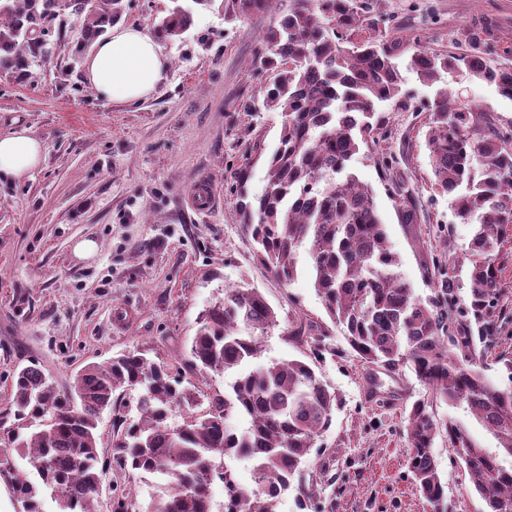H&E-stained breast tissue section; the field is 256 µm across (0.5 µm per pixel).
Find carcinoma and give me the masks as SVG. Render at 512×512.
Returning <instances> with one entry per match:
<instances>
[{
    "instance_id": "carcinoma-1",
    "label": "carcinoma",
    "mask_w": 512,
    "mask_h": 512,
    "mask_svg": "<svg viewBox=\"0 0 512 512\" xmlns=\"http://www.w3.org/2000/svg\"><path fill=\"white\" fill-rule=\"evenodd\" d=\"M276 0H225L231 23L271 12ZM125 0H0V73L18 81L50 53L51 37L64 17L79 21L80 53L119 21ZM193 25V10L180 4L154 23L155 36L175 42ZM359 46L346 44L360 31ZM465 48L448 54L416 49L407 68L427 83L463 71L494 84L512 98V68L497 65L483 32L465 33ZM400 43L379 30V19L358 0H294L275 18L257 51L271 73L262 108L284 121L279 143L266 159L264 189L250 194L248 175L233 173L236 213L257 259L281 283L296 274L305 246L312 258L315 288L327 315L342 330L351 352L388 370L409 367L425 388L407 416L406 467L429 512H448L444 484L432 448L448 434L451 461L465 467L487 512H512V385L485 374V350L470 333L471 314L499 300L495 259L502 229L512 224V130L479 125L477 109L461 106L444 90L431 108L427 145L436 189L455 194L463 224L474 225L466 251L468 304L457 305L458 283L437 266L439 283L423 300L397 272L372 189L348 171L362 137L373 127L376 106L398 103L404 78ZM404 204L403 219L419 223L412 192L393 183ZM279 325L263 293L248 285L224 289V299L199 315L188 369L237 372L229 390L203 394L167 363L136 349L78 371L59 388L33 364L12 380L15 417L20 421L10 448L28 459L35 478L14 473L11 486L25 512H42L49 490L59 512H93L104 474L98 424L116 392L138 391L137 420L117 421L112 455L129 473L161 480V493L143 512H211V486L224 483V512H276L316 439L331 426L338 407L312 365L289 359L250 368L261 352V335ZM288 335L313 350L325 333L293 321ZM208 411L200 414L201 399ZM463 404L498 441L492 453L477 444L455 419H437L434 406ZM181 412V421L172 422ZM247 419L238 432L228 420ZM254 462L259 491L242 487L223 466L227 457Z\"/></svg>"
}]
</instances>
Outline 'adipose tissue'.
Returning <instances> with one entry per match:
<instances>
[{"label":"adipose tissue","instance_id":"1","mask_svg":"<svg viewBox=\"0 0 512 512\" xmlns=\"http://www.w3.org/2000/svg\"><path fill=\"white\" fill-rule=\"evenodd\" d=\"M169 66L153 36L121 25L96 40L84 60L86 78L96 94L117 103L149 96L166 79ZM42 162V143L29 129L0 133V183L21 180Z\"/></svg>","mask_w":512,"mask_h":512}]
</instances>
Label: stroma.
Masks as SVG:
<instances>
[{"label":"stroma","instance_id":"35a3bbf8","mask_svg":"<svg viewBox=\"0 0 512 512\" xmlns=\"http://www.w3.org/2000/svg\"><path fill=\"white\" fill-rule=\"evenodd\" d=\"M370 7L382 15V30L410 52H453L462 30L489 26L498 60L512 66V0H372ZM273 15L228 23L224 0L196 9L181 40L162 45L167 80L134 103L99 98L86 82L84 57L72 51L80 28L70 20L64 40L33 66L31 79L0 74V129L26 127L44 149L39 168L0 185V449L16 422V370L38 364L65 387L85 365L133 348L185 367L199 313L225 289L247 283L259 288L279 320L261 339L258 364L300 357L287 325L313 322L330 346L315 370L339 402L276 512H299L298 497L311 489L316 512H426L407 473L404 429L424 387L409 367L390 371L351 353L314 288L307 251L299 253L296 278L281 285L258 263L235 218L233 170L250 164L249 191L260 193L265 157L283 124L281 113L244 110L261 98L268 79L256 54ZM403 77L404 98L378 104L380 128L361 144L350 170L374 192L399 275L426 298L433 293L431 261L452 264L466 282L472 232L456 218L451 196L431 187L427 107L445 88L497 126L512 127V100L462 72L431 84L410 71ZM389 154L397 164L386 176L380 161ZM202 178L219 196L206 213L187 203ZM396 179L415 187L419 223H402V202L391 189ZM85 239L98 246L87 259L74 251ZM496 265L501 301L471 328L487 332L493 354L512 359V225ZM120 310L128 314L122 322L114 318ZM118 415L136 418L132 395H118L100 419L104 476L95 507L112 512L115 494L124 492L141 512L158 494V482L149 474L131 476L113 460ZM433 454L448 512H486L463 469L449 461L447 433L436 437Z\"/></svg>","mask_w":512,"mask_h":512}]
</instances>
